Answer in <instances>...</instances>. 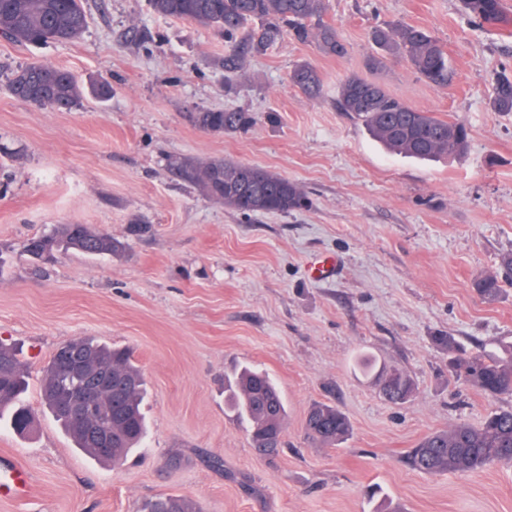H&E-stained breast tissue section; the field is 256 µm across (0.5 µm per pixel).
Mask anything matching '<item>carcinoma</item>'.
Returning <instances> with one entry per match:
<instances>
[{
	"instance_id": "cac0c4a2",
	"label": "carcinoma",
	"mask_w": 512,
	"mask_h": 512,
	"mask_svg": "<svg viewBox=\"0 0 512 512\" xmlns=\"http://www.w3.org/2000/svg\"><path fill=\"white\" fill-rule=\"evenodd\" d=\"M155 13L210 27L231 39L244 24L257 21L243 41L224 56V67L235 71L251 53L291 37L314 40L325 54L341 55L345 46L336 28L323 19L325 0H150ZM469 18L480 26L508 23L504 0H462ZM87 27L83 0H0V34L21 45L64 43L79 38ZM371 39L392 63H407L427 83L444 87L451 80L448 53L428 31L407 24L376 28ZM290 82L304 94L319 93L321 79L308 63L298 64ZM11 94L24 101L43 102L69 110L82 96V88L68 71L49 63L35 62L17 70L10 80ZM343 111L359 119L390 152L417 159L441 154L460 156L469 143L467 126L446 121L415 108L389 94L372 81L350 76L339 86ZM492 106L497 112H512V77L494 79ZM194 124L221 133H237L250 128L254 116L245 111L205 110L193 116ZM180 175L200 186L210 198L242 213H289L309 206L302 187L261 167L242 165L222 158L204 162L186 161ZM77 236L89 249L101 255L117 245L112 236L89 224H57L48 234L27 240L24 252L37 249L54 252ZM473 288L488 304L499 301V275L490 272L474 281ZM448 353L449 366L457 381L497 399L512 396V344L497 351L467 350L453 336L436 337ZM86 347L95 351L100 370L112 376V394L101 396L104 406H112V448L103 455L88 438L83 426L59 409V354H54L43 370L42 399L55 421L73 440L75 447L98 459L118 463L138 447L146 434L142 412L145 383L128 350L98 342ZM381 390L394 405L406 403L414 391L413 382L399 371L379 378ZM28 386L25 365L15 350L0 344V420L15 432H28L35 416L24 395ZM224 403L249 430L252 448L260 455L278 452L281 446L286 406L276 385L266 373L245 367L224 385ZM306 431L324 446H338L350 436L349 419L334 406L316 404L306 418ZM410 467L428 475L473 472L488 465H512V408L488 412L478 425L458 423L421 439L407 455ZM140 512H201L186 499L164 494L145 501Z\"/></svg>"
}]
</instances>
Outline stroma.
<instances>
[{"mask_svg":"<svg viewBox=\"0 0 512 512\" xmlns=\"http://www.w3.org/2000/svg\"><path fill=\"white\" fill-rule=\"evenodd\" d=\"M88 25L66 43L0 37V342L17 348L38 412L25 438L0 429V460L24 466L31 495L0 512H139L180 495L202 512H370L375 486L402 512H512V466L427 475L404 457L426 435L477 424L512 406L451 376L434 338L471 350L512 341V281L484 303L472 287L512 252V112L491 106L512 74V25L481 27L460 0H326L346 52L291 38L225 71L215 30L153 12L149 0H85ZM431 31L454 70L445 87L407 65L368 66L371 30L390 22ZM40 60L70 71L83 95L68 111L9 92L13 71ZM309 63L311 97L289 81ZM356 74L470 129L462 157L387 151L339 109ZM109 82L101 98L92 84ZM254 113L252 127L213 135L190 116ZM224 157L299 183L312 205L243 216L177 176L184 159ZM147 233H129L132 222ZM58 224H89L120 243L110 255L67 252L36 266L25 241ZM128 348L146 384L148 436L125 462L100 463L42 415V369L65 343ZM252 365L277 382L283 446L259 456L224 409V379ZM414 383L402 405L378 378ZM317 403L353 432L328 448L308 438ZM180 455L172 468L168 459Z\"/></svg>","mask_w":512,"mask_h":512,"instance_id":"obj_1","label":"stroma"}]
</instances>
